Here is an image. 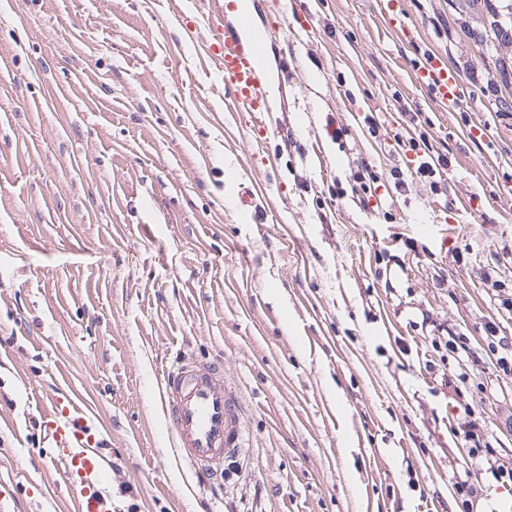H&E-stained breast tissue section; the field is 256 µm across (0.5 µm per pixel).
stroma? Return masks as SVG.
Listing matches in <instances>:
<instances>
[{
	"label": "stroma",
	"mask_w": 512,
	"mask_h": 512,
	"mask_svg": "<svg viewBox=\"0 0 512 512\" xmlns=\"http://www.w3.org/2000/svg\"><path fill=\"white\" fill-rule=\"evenodd\" d=\"M261 3L277 41L258 127L198 57V0H0L1 512H72L40 427L62 393L103 432L116 512H453L462 430L498 432L512 376L470 367L472 409L452 410L433 345L447 325L484 346L492 316L512 340L481 280L512 287V112L485 55L448 0H399L409 39L377 0ZM420 50L472 103L434 104ZM418 117L452 161L446 193L388 176L409 160L386 136ZM364 161L375 207L324 199ZM184 357L223 358L241 396L220 484L170 451L157 385Z\"/></svg>",
	"instance_id": "stroma-1"
}]
</instances>
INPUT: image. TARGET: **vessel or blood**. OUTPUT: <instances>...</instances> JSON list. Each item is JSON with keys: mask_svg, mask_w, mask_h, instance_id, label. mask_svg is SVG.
Masks as SVG:
<instances>
[{"mask_svg": "<svg viewBox=\"0 0 512 512\" xmlns=\"http://www.w3.org/2000/svg\"><path fill=\"white\" fill-rule=\"evenodd\" d=\"M204 16L209 33L199 40L198 49L224 87L227 108L249 114L267 112L259 74L275 38L273 30L257 22L252 0H224L218 9L205 10ZM414 70L419 87L440 107L461 106L469 96L464 81L440 57L424 58ZM158 395L173 439V456L204 480L221 478L225 460L241 448L239 404L224 385L223 363L178 361L161 378ZM42 432L55 458L63 462L65 486L76 491L75 512H114L105 488L99 448L102 433L71 396L55 397Z\"/></svg>", "mask_w": 512, "mask_h": 512, "instance_id": "b4317fda", "label": "vessel or blood"}]
</instances>
